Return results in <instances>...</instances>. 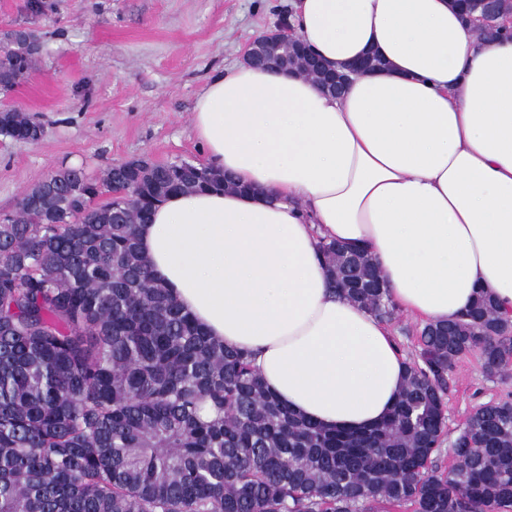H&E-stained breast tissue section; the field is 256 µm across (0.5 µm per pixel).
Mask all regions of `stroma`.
<instances>
[{
	"label": "stroma",
	"mask_w": 512,
	"mask_h": 512,
	"mask_svg": "<svg viewBox=\"0 0 512 512\" xmlns=\"http://www.w3.org/2000/svg\"><path fill=\"white\" fill-rule=\"evenodd\" d=\"M291 0H0V31L31 30L44 50L0 108L26 112L38 142L0 136V213L62 167L96 178L112 164L148 158L205 163L192 109L208 77L241 60L261 31L286 19ZM512 399V365L488 375L479 354L460 358L444 395L440 470L468 415Z\"/></svg>",
	"instance_id": "stroma-1"
}]
</instances>
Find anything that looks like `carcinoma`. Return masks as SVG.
I'll use <instances>...</instances> for the list:
<instances>
[{
	"instance_id": "1",
	"label": "carcinoma",
	"mask_w": 512,
	"mask_h": 512,
	"mask_svg": "<svg viewBox=\"0 0 512 512\" xmlns=\"http://www.w3.org/2000/svg\"><path fill=\"white\" fill-rule=\"evenodd\" d=\"M31 33L4 35L0 89L30 71ZM40 126L0 112V135ZM62 168L0 215V512H493L512 507V402L465 421L444 474L448 373L471 352L494 374L512 364V318L487 295L457 319L426 324L422 364H406L379 424L326 429L266 388L252 355L214 340L155 278L137 225L178 192L235 189L182 161L140 167L132 199L112 181ZM337 292L387 320L385 288H347L349 253L320 245ZM362 280L381 272L365 251Z\"/></svg>"
}]
</instances>
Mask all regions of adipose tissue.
Segmentation results:
<instances>
[{
	"label": "adipose tissue",
	"instance_id": "ef3b65f1",
	"mask_svg": "<svg viewBox=\"0 0 512 512\" xmlns=\"http://www.w3.org/2000/svg\"><path fill=\"white\" fill-rule=\"evenodd\" d=\"M288 20L334 66L386 69L342 97L238 63L194 107L208 165L246 192L173 194L140 247L180 306L253 353L269 391L328 428L380 422L405 364L386 324L339 297L320 241L366 246L394 303L456 318L478 293L512 310V34L448 0H293Z\"/></svg>",
	"mask_w": 512,
	"mask_h": 512
}]
</instances>
